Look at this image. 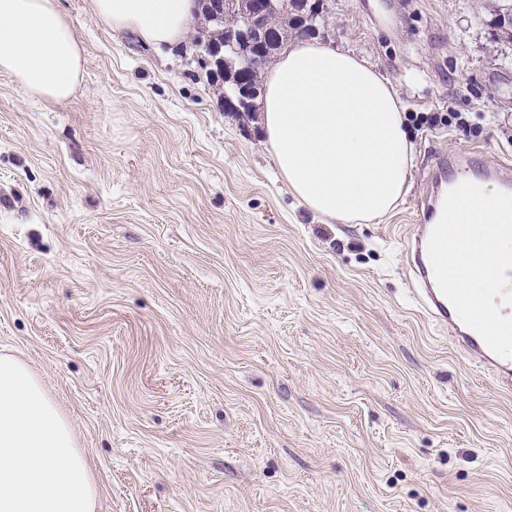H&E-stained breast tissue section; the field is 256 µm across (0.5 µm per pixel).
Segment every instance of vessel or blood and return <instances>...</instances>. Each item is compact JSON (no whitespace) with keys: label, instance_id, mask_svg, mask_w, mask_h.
I'll list each match as a JSON object with an SVG mask.
<instances>
[{"label":"vessel or blood","instance_id":"b4317fda","mask_svg":"<svg viewBox=\"0 0 512 512\" xmlns=\"http://www.w3.org/2000/svg\"><path fill=\"white\" fill-rule=\"evenodd\" d=\"M473 169V159L467 155L437 160L429 177L428 191L418 206L420 222L414 225L408 242L413 283L410 295L423 315L447 330L453 344L479 372L494 378L500 393L512 395V359L492 352L476 332L462 324L453 305L437 287L427 253L434 217L443 202V183L454 186L470 179ZM480 185L488 191L512 190V165L501 163L494 169L484 170Z\"/></svg>","mask_w":512,"mask_h":512}]
</instances>
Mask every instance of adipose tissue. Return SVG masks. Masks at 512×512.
<instances>
[{"instance_id": "ef3b65f1", "label": "adipose tissue", "mask_w": 512, "mask_h": 512, "mask_svg": "<svg viewBox=\"0 0 512 512\" xmlns=\"http://www.w3.org/2000/svg\"><path fill=\"white\" fill-rule=\"evenodd\" d=\"M93 18L154 47L183 44L196 0H91ZM84 50L57 0H0V72L30 99L70 100ZM261 126L290 193L346 224L382 219L402 201L413 144L390 80L368 61L313 40L288 46L268 74Z\"/></svg>"}]
</instances>
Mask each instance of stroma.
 Returning a JSON list of instances; mask_svg holds the SVG:
<instances>
[{"label": "stroma", "instance_id": "1", "mask_svg": "<svg viewBox=\"0 0 512 512\" xmlns=\"http://www.w3.org/2000/svg\"><path fill=\"white\" fill-rule=\"evenodd\" d=\"M413 130L407 193L345 224L289 193L259 120L191 44L142 45L59 0L84 48L65 103L0 74V353L70 419L96 512H512V396L408 297L427 168L512 160V43L486 0H326Z\"/></svg>", "mask_w": 512, "mask_h": 512}]
</instances>
